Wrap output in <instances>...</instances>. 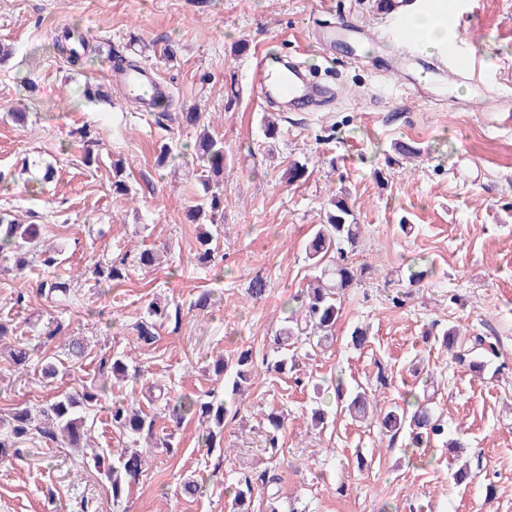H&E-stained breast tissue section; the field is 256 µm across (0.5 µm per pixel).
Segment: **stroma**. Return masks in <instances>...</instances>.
I'll list each match as a JSON object with an SVG mask.
<instances>
[{
  "mask_svg": "<svg viewBox=\"0 0 512 512\" xmlns=\"http://www.w3.org/2000/svg\"><path fill=\"white\" fill-rule=\"evenodd\" d=\"M465 24L460 45L481 58L474 83L414 95L404 74L375 76L392 59L391 45L362 43V63L343 45L321 57L317 32L348 15L376 28L377 0H0V42L13 56L0 63V212L41 227L44 247L58 261L32 260L23 272H0V317L17 324L0 343V414L36 408L61 393L96 383L93 365L43 379L40 363L55 344H37L47 322L61 318L84 337L94 357L127 356L137 375L113 386L109 400L134 399L153 417L152 435L130 436L94 412V447L120 453L143 448L146 470L121 503H113L89 456L34 434L23 443L26 463L0 458V512H70L81 499L96 512H231L229 487L241 472L275 469L282 479L279 512H512V129L489 125L483 112L449 111L447 98L475 100L478 88L512 92V0H445ZM89 40L83 64L71 65L53 48L67 29ZM171 40L174 60L161 55ZM275 49L302 56L333 93L318 111L279 108V133L266 138V106L249 87L250 56ZM153 67L177 111L203 113L224 140V212L216 224L189 222L202 194L191 156L158 162L159 146L193 143V128L162 121L157 111L128 103L109 85L111 99L84 97L86 80L107 82L115 56ZM33 80L35 91L24 87ZM29 114L27 126L8 112ZM88 127L97 144L86 163L70 133ZM413 155L402 153V146ZM123 161L128 195L113 193L112 164ZM307 166L291 184V162ZM57 176H36L45 166ZM345 193L362 235L353 257L366 271L342 300L335 338L322 347L299 346L295 370H267L271 339L292 297L315 269L303 242L332 194ZM210 232L221 257L212 269L195 260L198 236ZM159 265L131 267L117 285L96 282L95 264L143 249ZM425 259L428 276L408 283V267ZM73 277L69 302L53 306L38 285ZM263 278L266 294L247 290ZM29 292L16 308L17 289ZM212 290V304L192 303ZM179 309L153 344L136 338L150 301ZM369 328L362 349L348 342L357 325ZM495 326V354L471 352L469 339ZM463 339L453 349L436 341L450 327ZM36 342L28 375L14 372L8 348L17 338ZM248 349L254 376L224 423L219 447L206 445L197 418L172 428L164 404L148 399L150 386L168 399L223 394L216 355ZM342 379L375 399L373 417L352 420L329 407L325 426H313L316 386ZM429 391L449 437L463 436L467 457L446 444L410 446L390 437L379 416L406 393ZM278 411L284 427L277 446L266 437L265 414ZM171 447H163V440ZM200 491L189 497L181 484ZM256 490L252 512H267Z\"/></svg>",
  "mask_w": 512,
  "mask_h": 512,
  "instance_id": "35a3bbf8",
  "label": "stroma"
}]
</instances>
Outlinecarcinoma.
Listing matches in <instances>:
<instances>
[{
    "instance_id": "1",
    "label": "carcinoma",
    "mask_w": 512,
    "mask_h": 512,
    "mask_svg": "<svg viewBox=\"0 0 512 512\" xmlns=\"http://www.w3.org/2000/svg\"><path fill=\"white\" fill-rule=\"evenodd\" d=\"M73 31L66 30L63 39L56 40V49L66 55L73 66L79 64L81 56L68 45ZM187 125L196 129V141L192 158L204 172L202 180L203 195L200 202L188 211L192 220L214 216L224 209V143L209 132L200 112L182 113ZM361 236V225L357 224L353 211L344 195H334L329 199L325 215L315 225L304 243L306 258L320 269V274L310 280L306 290L293 298L296 306L289 309L290 316L286 325L275 336V343L287 347L296 344L321 345L333 331L341 316V300L346 291L357 284L365 272V267L357 266L348 256L354 251ZM201 248L195 254L199 265L211 266L215 260L212 247V235L205 232L199 236ZM27 250L45 253L40 248L36 225L17 224L7 215L0 213V252L4 254ZM154 254L149 249L137 253L133 261L128 256L95 266L93 273L98 280L113 283L125 279L130 263L148 266L153 263ZM39 294L50 299L65 300L71 294V282L50 279L42 282ZM148 319L135 325L137 340L144 344L156 341V327L169 319L168 306L152 301L148 304ZM64 324L56 319L50 322L45 332L48 342L60 340L62 356L68 364L76 366L88 357L85 339L63 335ZM9 357L16 370H26L29 364V348L19 344L9 349ZM212 373L217 376H233L232 389L237 390L253 375L252 354L243 350L237 358L228 362L218 356L212 363ZM109 378H104L97 386L85 389L81 393L61 394L46 405L34 411L28 407H17L6 418L0 419V455L24 460L18 443L34 433L58 443L62 447L81 448L91 441L92 426L88 425L87 409L98 405L107 398ZM429 398L414 395L399 405L390 407L381 418L382 427L391 437L407 431L413 444L429 445L433 441H442L448 437V428L435 416L428 404ZM370 396L366 391H356L349 400L347 409L356 418L368 413ZM234 407L232 400L213 398L204 401L200 398L180 400L168 408L171 420L179 424L186 416L197 413L219 430H224V419ZM109 421L112 428L123 433L136 435L152 433V419L133 401H114L109 407ZM94 462L102 481L112 492V500L117 502L124 493L139 482L146 465L145 455L138 450L124 451L115 457H106L91 450ZM253 475L242 473L233 487V506L252 500Z\"/></svg>"
}]
</instances>
